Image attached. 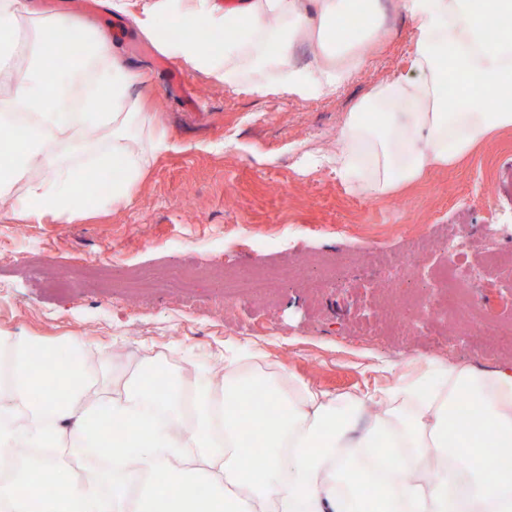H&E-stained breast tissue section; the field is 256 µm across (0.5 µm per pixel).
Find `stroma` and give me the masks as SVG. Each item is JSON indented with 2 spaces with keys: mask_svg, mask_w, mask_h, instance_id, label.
Returning a JSON list of instances; mask_svg holds the SVG:
<instances>
[{
  "mask_svg": "<svg viewBox=\"0 0 512 512\" xmlns=\"http://www.w3.org/2000/svg\"><path fill=\"white\" fill-rule=\"evenodd\" d=\"M27 4L118 35L122 57L150 78L133 92L155 118L128 134L144 140L155 131L168 147L135 182L131 204L105 196L72 222L50 214L33 222L19 217L15 196L0 197V331L56 341L70 357L74 339L108 346L111 365L84 359L94 380L110 384L147 367L169 383L204 387L223 377L227 348L280 388L294 374L351 397L440 364L490 371L512 362L507 352L487 356L477 332L448 340L429 323L402 336V323L419 315L418 295L369 257L404 254L407 232L424 229L438 244L420 266L426 281L447 262L448 239L482 249L490 224L495 241L512 247V134L396 195L352 192L320 161L359 98L406 69L412 28L396 0H381L392 32L386 50L339 93L311 100L260 97L177 57L185 90L168 92L158 65L168 16L149 39L102 0ZM192 260L223 266L227 282L199 278L187 304L169 288L149 289L138 303L125 286L124 271L175 275ZM259 270L284 275L263 297L243 286ZM374 325L379 335H362Z\"/></svg>",
  "mask_w": 512,
  "mask_h": 512,
  "instance_id": "obj_1",
  "label": "stroma"
}]
</instances>
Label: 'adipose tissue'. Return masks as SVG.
Segmentation results:
<instances>
[{
	"instance_id": "ef3b65f1",
	"label": "adipose tissue",
	"mask_w": 512,
	"mask_h": 512,
	"mask_svg": "<svg viewBox=\"0 0 512 512\" xmlns=\"http://www.w3.org/2000/svg\"><path fill=\"white\" fill-rule=\"evenodd\" d=\"M379 0H143L134 21L154 37L169 12L172 47L225 83L251 93L312 99L338 92L387 40ZM412 22L408 69L377 85L349 112L331 159L355 190L390 195L435 168L455 167L484 142L512 131V0H399ZM31 28L37 49L0 92V195L26 183L24 212L71 221L94 210L85 191L131 202L132 186L164 138L133 146L131 124L151 121L130 89L143 75L91 21L48 20L26 0H0V37ZM223 30L224 44L209 34ZM315 63H290L296 39ZM280 68L266 75L268 62ZM67 67L79 108H58ZM392 111L381 112L377 103ZM112 150L89 166H61L55 152H92L93 133ZM45 178L29 177L34 163ZM125 176H111L113 167ZM52 342L0 336V448H83L95 420L111 422L112 466L62 476L53 458L0 478V512H512V365L439 367L387 389L346 399L289 376L279 391L262 374L239 373L198 389L138 373L119 389L92 390L82 359L59 363ZM265 412H258L255 396ZM382 412L362 433L369 405ZM73 429H66V422Z\"/></svg>"
}]
</instances>
